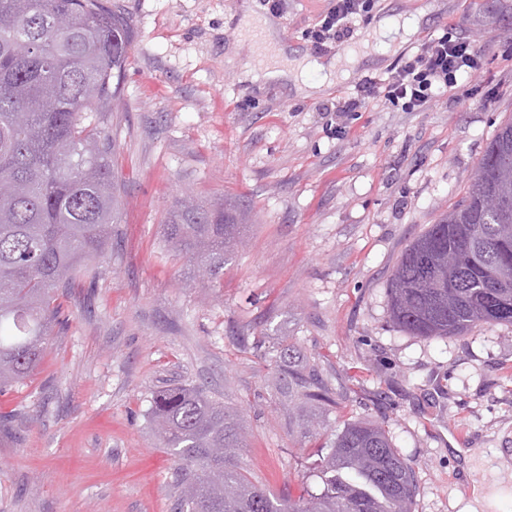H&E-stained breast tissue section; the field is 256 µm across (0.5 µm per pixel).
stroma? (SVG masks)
<instances>
[{
    "label": "stroma",
    "mask_w": 512,
    "mask_h": 512,
    "mask_svg": "<svg viewBox=\"0 0 512 512\" xmlns=\"http://www.w3.org/2000/svg\"><path fill=\"white\" fill-rule=\"evenodd\" d=\"M242 2L104 0L131 41L110 123L121 221L95 281L62 298L33 376L0 392V512H174L175 458L149 416L181 385L238 412L248 476L277 498L303 494L302 463L355 420L379 422L414 467V512L461 510L457 425L487 460L512 456V325L421 338L387 305L404 250L467 196L512 120V0H377L355 39L319 56L306 32L331 0H285L292 59L344 58L371 47L383 19L419 18L386 56L310 97L243 81L225 62L253 51ZM451 24L483 62L438 104L335 112L363 76H385ZM187 193L250 212L213 280L164 235ZM257 335L261 349L237 343ZM286 347L319 371L333 405L289 399Z\"/></svg>",
    "instance_id": "stroma-1"
}]
</instances>
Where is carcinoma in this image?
Returning <instances> with one entry per match:
<instances>
[{"mask_svg":"<svg viewBox=\"0 0 512 512\" xmlns=\"http://www.w3.org/2000/svg\"><path fill=\"white\" fill-rule=\"evenodd\" d=\"M60 17L73 25L55 28ZM127 25L102 0H0V392L37 369L59 299L112 241L120 188L108 114L121 93ZM246 212L180 203L167 240L210 279L243 237ZM392 323L450 337L512 325V121L466 199L405 249L387 288ZM288 396L333 402L288 355ZM150 424L177 464L178 512H414V467L378 424L349 423L314 461L318 490L276 499L239 464L238 414L197 387L153 401Z\"/></svg>","mask_w":512,"mask_h":512,"instance_id":"carcinoma-1","label":"carcinoma"}]
</instances>
